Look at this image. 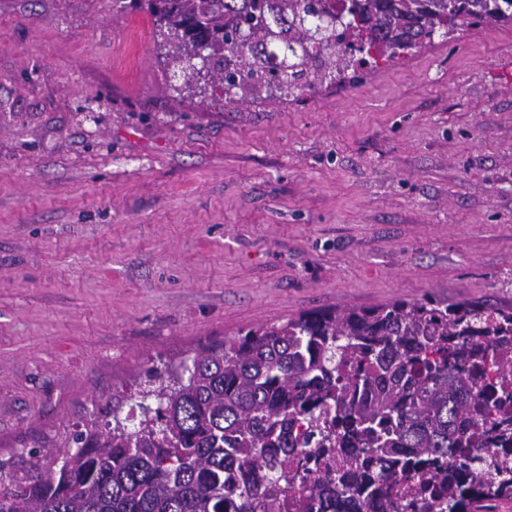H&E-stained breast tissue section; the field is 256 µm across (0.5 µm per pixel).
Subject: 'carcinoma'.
<instances>
[{
	"label": "carcinoma",
	"instance_id": "1",
	"mask_svg": "<svg viewBox=\"0 0 512 512\" xmlns=\"http://www.w3.org/2000/svg\"><path fill=\"white\" fill-rule=\"evenodd\" d=\"M169 63L211 44L226 99L286 97L348 71L512 24V0H147ZM152 367L143 419L0 465V512H493L512 498V310L395 300L301 313Z\"/></svg>",
	"mask_w": 512,
	"mask_h": 512
}]
</instances>
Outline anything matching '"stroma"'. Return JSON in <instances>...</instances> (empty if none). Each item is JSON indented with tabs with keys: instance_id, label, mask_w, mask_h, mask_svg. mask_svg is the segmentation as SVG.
Masks as SVG:
<instances>
[{
	"instance_id": "obj_1",
	"label": "stroma",
	"mask_w": 512,
	"mask_h": 512,
	"mask_svg": "<svg viewBox=\"0 0 512 512\" xmlns=\"http://www.w3.org/2000/svg\"><path fill=\"white\" fill-rule=\"evenodd\" d=\"M130 0H0V462L140 415L153 361L313 311L512 308V26L269 101Z\"/></svg>"
}]
</instances>
